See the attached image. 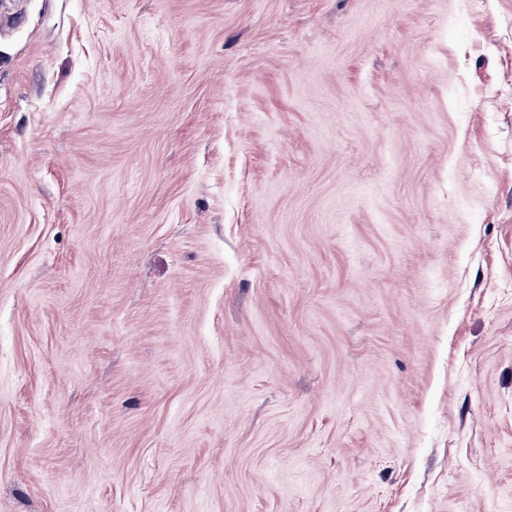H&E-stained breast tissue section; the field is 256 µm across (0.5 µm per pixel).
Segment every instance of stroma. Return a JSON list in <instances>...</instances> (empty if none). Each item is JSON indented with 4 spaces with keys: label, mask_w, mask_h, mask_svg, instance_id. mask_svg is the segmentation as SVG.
I'll return each instance as SVG.
<instances>
[{
    "label": "stroma",
    "mask_w": 512,
    "mask_h": 512,
    "mask_svg": "<svg viewBox=\"0 0 512 512\" xmlns=\"http://www.w3.org/2000/svg\"><path fill=\"white\" fill-rule=\"evenodd\" d=\"M0 512H512V0H0Z\"/></svg>",
    "instance_id": "35a3bbf8"
}]
</instances>
